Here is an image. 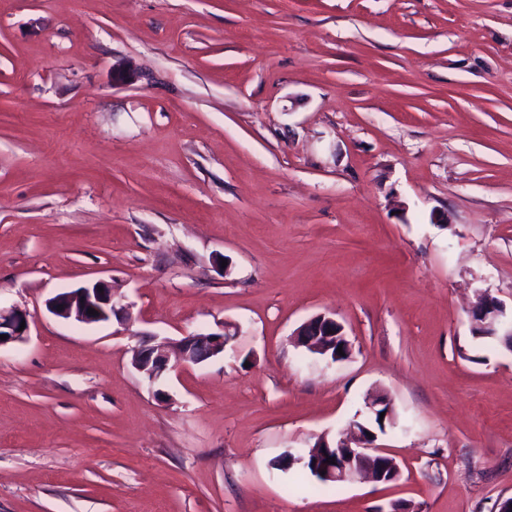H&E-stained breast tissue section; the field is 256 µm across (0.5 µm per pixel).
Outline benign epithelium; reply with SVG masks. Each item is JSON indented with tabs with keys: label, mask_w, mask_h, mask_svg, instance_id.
<instances>
[{
	"label": "benign epithelium",
	"mask_w": 512,
	"mask_h": 512,
	"mask_svg": "<svg viewBox=\"0 0 512 512\" xmlns=\"http://www.w3.org/2000/svg\"><path fill=\"white\" fill-rule=\"evenodd\" d=\"M48 310L56 317L91 325L106 323L116 318L129 319L128 308L114 300L112 285L103 279L93 283L60 292L47 301ZM97 314L91 315L88 309ZM472 326L479 327L486 336H504L512 348V321L505 320L503 304L486 293L481 295V303L471 308ZM25 328H20V325ZM28 315L15 308L0 306V346L23 342L29 336ZM297 343L322 356L328 355L326 340H346L343 326L332 316L318 314L303 322L295 331ZM231 340L230 333H196L183 337L179 342L181 360L185 363L200 364L224 353ZM134 368L147 375L148 382L157 383L170 370V357L162 343L140 345L133 351ZM365 407L371 419L383 417L381 423L392 421V400L386 393H378L366 399ZM378 435L364 422L353 424L350 436L329 443L321 437L314 450L315 473L325 471L322 478L334 482H353L370 479L376 483L395 482L400 477L397 462L377 444ZM339 458L329 464L327 459Z\"/></svg>",
	"instance_id": "obj_1"
}]
</instances>
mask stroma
I'll list each match as a JSON object with an SVG mask.
<instances>
[{
	"mask_svg": "<svg viewBox=\"0 0 512 512\" xmlns=\"http://www.w3.org/2000/svg\"><path fill=\"white\" fill-rule=\"evenodd\" d=\"M97 279L129 325L48 312ZM482 291L512 309V0H0V512H491ZM319 313L346 360L296 344ZM225 329L161 387L131 364ZM375 391L399 481L273 468ZM25 321V328L19 331L21 322ZM30 324L28 315L15 308H3L0 305V335H7L5 340L0 339V348L8 343L23 342L29 336ZM232 336L222 333H196L184 336L179 342L181 360L185 363L200 364L224 354V349ZM221 353V354H220Z\"/></svg>",
	"mask_w": 512,
	"mask_h": 512,
	"instance_id": "stroma-1",
	"label": "stroma"
}]
</instances>
